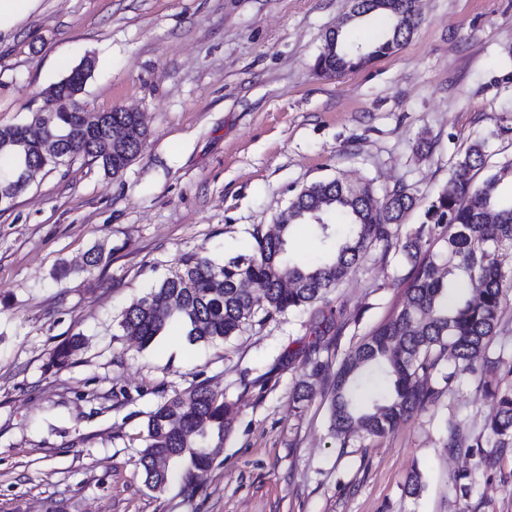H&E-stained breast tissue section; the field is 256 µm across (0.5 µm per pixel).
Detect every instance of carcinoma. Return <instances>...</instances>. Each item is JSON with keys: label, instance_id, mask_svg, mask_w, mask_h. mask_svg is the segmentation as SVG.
Instances as JSON below:
<instances>
[{"label": "carcinoma", "instance_id": "carcinoma-1", "mask_svg": "<svg viewBox=\"0 0 512 512\" xmlns=\"http://www.w3.org/2000/svg\"><path fill=\"white\" fill-rule=\"evenodd\" d=\"M352 19L382 15L390 23L377 43L349 47L336 38V55H318L317 72L330 77L362 67V56L394 53L421 24L408 0H357ZM118 129L121 134L113 135ZM52 135L61 157L55 168L79 154L97 162L105 174L122 172L142 151L148 133L131 112H57L51 125L34 113L22 126L0 128V194L9 200L23 193L22 164L40 162L35 134ZM486 144L475 141L453 165L446 186L430 201L425 221L405 236L399 228L417 200L401 185L378 197L372 182L349 183L340 177L313 182L290 199L294 220L270 237L255 228L253 253L218 263L201 253L178 259L169 273L121 313L119 326L149 346L174 320L187 326L191 343H220L237 336L255 318L253 290L265 299L264 318L301 310L325 300L349 276L368 249L395 248L411 263L405 301L392 318L372 330L339 362L327 397L329 431L339 437L359 429L382 438L398 423L434 405L441 391L433 378L442 375L453 387L463 376L479 379L495 414L487 425L496 448H512V357L491 351L500 324L505 283L512 266L504 250L512 248V160L483 180ZM346 217L348 234L335 249L302 262L288 257L294 226L312 224L325 239L327 219ZM75 334L51 353L47 368L60 370L82 349ZM233 404L198 383L183 395L164 400L146 422L139 464L155 490L170 482L173 469L187 459L183 490L195 494L212 461L205 448L231 429L225 419Z\"/></svg>", "mask_w": 512, "mask_h": 512}]
</instances>
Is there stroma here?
Masks as SVG:
<instances>
[{
	"instance_id": "obj_1",
	"label": "stroma",
	"mask_w": 512,
	"mask_h": 512,
	"mask_svg": "<svg viewBox=\"0 0 512 512\" xmlns=\"http://www.w3.org/2000/svg\"><path fill=\"white\" fill-rule=\"evenodd\" d=\"M352 6L40 0L0 40V127L30 122L64 75L58 58L91 56L79 102L137 108L148 129L122 173L78 157L0 207V512H512V448H474L492 405L471 377L386 438L328 430L339 361L403 303L402 253L371 248L324 302L225 343H189L176 326L143 348L118 324L181 254H251L254 228L311 182L409 186L407 234L472 141H487L488 169L512 159V0H420L399 50L319 75L331 28L349 45L381 36ZM96 245L111 254L85 272ZM75 334L72 364L46 371ZM301 379L311 398L299 403ZM200 382L233 404L232 429L196 494L177 475L151 489L138 464L147 415ZM415 469L424 489L410 497ZM466 470L465 495L452 477Z\"/></svg>"
}]
</instances>
